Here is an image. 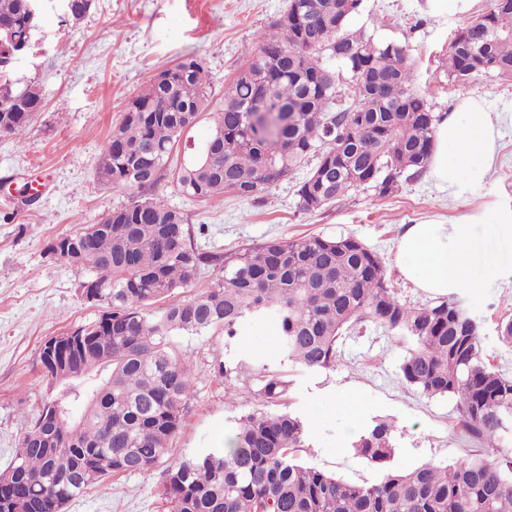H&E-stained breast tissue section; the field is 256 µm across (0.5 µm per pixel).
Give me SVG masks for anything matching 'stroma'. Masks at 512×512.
<instances>
[{
	"mask_svg": "<svg viewBox=\"0 0 512 512\" xmlns=\"http://www.w3.org/2000/svg\"><path fill=\"white\" fill-rule=\"evenodd\" d=\"M287 7L288 0H93L88 14L74 20L62 0H43L39 24L13 75L39 84L45 105L22 138L0 136V471L14 459L26 425L47 395L42 344L101 312L82 294L84 273L56 260L48 247L128 203L129 194L97 179L105 144L128 104L151 74L186 55L202 60L214 100L223 103L245 48ZM470 22L467 16L435 19L426 0H364L352 25L406 47L417 63L416 86L435 114L451 112L466 93L481 99L502 144L482 184L463 182L451 190L426 173L401 181L390 197L359 190L314 212L298 208L300 171L272 187L259 204L229 194L198 202L166 186L160 196L185 213L195 245L208 252L274 237L354 236L379 253L401 302L428 303L429 295L414 288L395 262L404 226L462 216L496 224L512 211V78L480 75L461 90L444 70L449 44ZM33 193L38 203L24 205ZM485 262L484 248L476 247L472 273L481 285L463 289L455 299L480 323L487 364L512 377V345L503 344L497 331L499 318L512 316V282L486 275ZM272 336L273 322L265 318L250 322L242 340L229 345L220 332L181 337L195 382L164 464L111 479L107 490L90 489L65 512H168L161 496L166 466L223 447L224 434L237 419L261 409L249 386L255 351L270 369L287 375L285 407L309 426L310 438L298 453L301 462L352 483L376 480L378 469L352 443L381 419L396 426L391 467L464 457L455 400L428 398L401 383L399 366L408 344L396 333L361 323L346 334L336 367L319 371L288 365ZM221 362L239 365L238 392H225L217 374Z\"/></svg>",
	"mask_w": 512,
	"mask_h": 512,
	"instance_id": "35a3bbf8",
	"label": "stroma"
}]
</instances>
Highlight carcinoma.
<instances>
[{
  "label": "carcinoma",
  "instance_id": "cac0c4a2",
  "mask_svg": "<svg viewBox=\"0 0 512 512\" xmlns=\"http://www.w3.org/2000/svg\"><path fill=\"white\" fill-rule=\"evenodd\" d=\"M363 0H288V8L245 49L244 74L224 88L211 111V82L193 55L152 75L109 139L98 179L132 199L94 233L61 236L50 250H81L80 270L97 286L101 314L73 329L84 338V385L48 382L46 411L80 401L79 421L48 433L37 416L14 460L0 473V512H41L118 475L162 462L178 433L194 373L175 338L215 331L235 340L250 319L270 317L281 357L305 370L336 367L343 336L371 321L410 344L403 385L428 397H452L460 434L474 448L452 463L413 470L387 466L391 423L379 420L355 442L380 467L373 482L354 484L297 458L310 430L289 411L255 410L229 432L228 447L189 457L166 470L170 512H512V379L484 361L472 317L454 300L402 303L378 253L351 236L277 238L217 254L194 247L179 209L155 196L162 182L207 201L224 193L259 203L269 189L309 167L296 194L312 212L371 188L390 196L401 178L429 165L437 116L415 88V63L394 42L351 28ZM31 0H0V136L19 138L44 106L41 87L12 78L9 58L26 50L37 21ZM349 56L336 61V43ZM448 81L475 75L512 77V0L463 28L446 58ZM275 100L276 114L251 122L255 104ZM213 112L222 137L209 165L194 158L173 169L171 156L193 120ZM203 266L220 269L212 286L170 302ZM163 302L156 311L153 306ZM251 383L272 406L288 380L253 356Z\"/></svg>",
  "mask_w": 512,
  "mask_h": 512
}]
</instances>
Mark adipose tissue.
Here are the masks:
<instances>
[{"label": "adipose tissue", "mask_w": 512, "mask_h": 512, "mask_svg": "<svg viewBox=\"0 0 512 512\" xmlns=\"http://www.w3.org/2000/svg\"><path fill=\"white\" fill-rule=\"evenodd\" d=\"M498 147L491 113L477 97H464L436 127L431 172L437 181L451 188L463 181L481 184ZM503 239L512 240V213L496 224L471 219L412 224L398 242L396 264L415 288L450 297L474 285L470 275L473 245Z\"/></svg>", "instance_id": "obj_1"}]
</instances>
